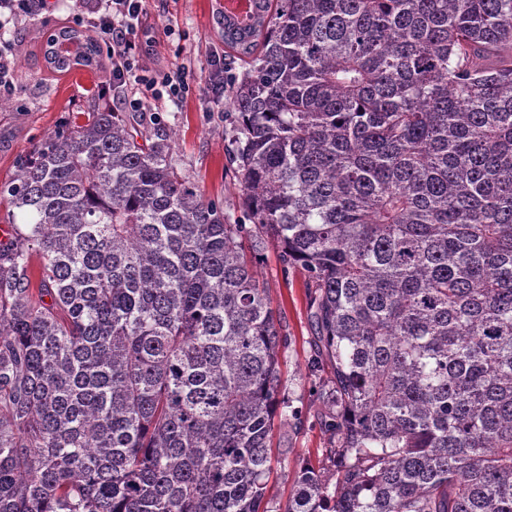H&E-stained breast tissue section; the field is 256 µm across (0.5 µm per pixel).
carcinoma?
I'll return each instance as SVG.
<instances>
[{
	"label": "carcinoma",
	"instance_id": "1",
	"mask_svg": "<svg viewBox=\"0 0 512 512\" xmlns=\"http://www.w3.org/2000/svg\"><path fill=\"white\" fill-rule=\"evenodd\" d=\"M253 2L219 15L248 223L164 120L105 107L0 185V512H512V0ZM44 58L102 67L73 27ZM268 240L330 368L326 467L284 508L269 441L306 412Z\"/></svg>",
	"mask_w": 512,
	"mask_h": 512
}]
</instances>
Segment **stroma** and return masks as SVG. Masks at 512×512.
I'll use <instances>...</instances> for the list:
<instances>
[{
    "label": "stroma",
    "instance_id": "stroma-1",
    "mask_svg": "<svg viewBox=\"0 0 512 512\" xmlns=\"http://www.w3.org/2000/svg\"><path fill=\"white\" fill-rule=\"evenodd\" d=\"M216 2L142 0L143 29L149 37L142 63L160 70L184 65L194 75L187 97L178 101L164 97L154 106L176 132L174 151L182 166L207 198L223 204L238 220L243 216L242 203L229 161V141L224 136L235 115L224 101L216 99L210 82V57L224 48ZM78 10L77 0H62L55 14L12 27L6 34L12 44L24 45L26 53L11 60L15 90L0 106V183L14 176L20 158L36 143L87 106L121 108L119 101L97 94L105 72L79 68L58 74L44 61V40L50 30L65 26L67 17ZM258 274L269 288L271 304L288 339L281 351L280 391L295 397L307 395L314 331L307 312L305 273L299 266L285 265L279 246L271 242L262 252ZM326 443L311 411L290 441H282L276 433L270 446L277 453L283 445H290L294 455L317 465Z\"/></svg>",
    "mask_w": 512,
    "mask_h": 512
}]
</instances>
